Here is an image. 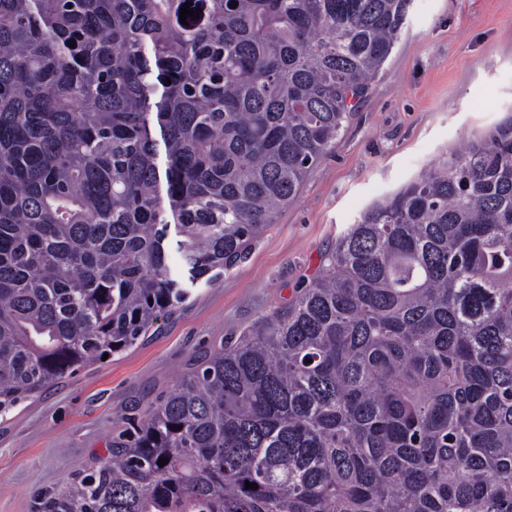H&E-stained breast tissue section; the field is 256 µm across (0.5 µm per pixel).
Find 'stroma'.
I'll return each instance as SVG.
<instances>
[{
  "mask_svg": "<svg viewBox=\"0 0 512 512\" xmlns=\"http://www.w3.org/2000/svg\"><path fill=\"white\" fill-rule=\"evenodd\" d=\"M510 111L512 0H415L367 98L241 260L135 345L0 416V512H39L205 352L288 306L370 205Z\"/></svg>",
  "mask_w": 512,
  "mask_h": 512,
  "instance_id": "obj_1",
  "label": "stroma"
}]
</instances>
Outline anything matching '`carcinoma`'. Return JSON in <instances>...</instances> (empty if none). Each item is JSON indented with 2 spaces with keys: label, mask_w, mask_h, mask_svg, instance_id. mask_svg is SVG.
I'll list each match as a JSON object with an SVG mask.
<instances>
[{
  "label": "carcinoma",
  "mask_w": 512,
  "mask_h": 512,
  "mask_svg": "<svg viewBox=\"0 0 512 512\" xmlns=\"http://www.w3.org/2000/svg\"><path fill=\"white\" fill-rule=\"evenodd\" d=\"M412 4L0 0V413L231 267ZM43 506L512 512V113L367 208Z\"/></svg>",
  "instance_id": "obj_1"
}]
</instances>
